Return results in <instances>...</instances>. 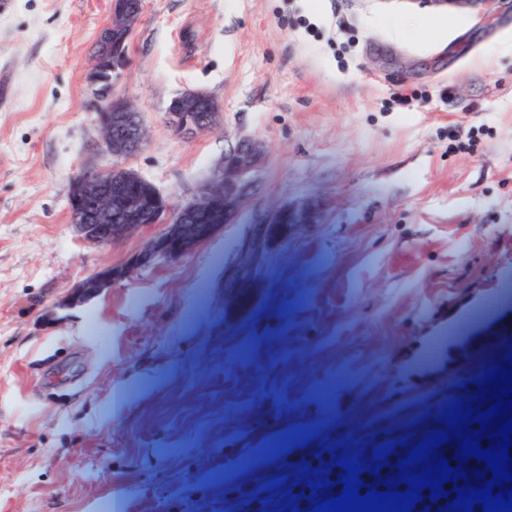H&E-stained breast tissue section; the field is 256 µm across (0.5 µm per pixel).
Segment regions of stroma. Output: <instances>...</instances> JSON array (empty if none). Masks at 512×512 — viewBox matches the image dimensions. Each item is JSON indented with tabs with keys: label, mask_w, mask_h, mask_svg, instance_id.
Segmentation results:
<instances>
[{
	"label": "stroma",
	"mask_w": 512,
	"mask_h": 512,
	"mask_svg": "<svg viewBox=\"0 0 512 512\" xmlns=\"http://www.w3.org/2000/svg\"><path fill=\"white\" fill-rule=\"evenodd\" d=\"M111 17L0 0V512H224L249 489L288 512L314 457L403 460L447 430L512 354V0H143L114 88L146 130L129 157L88 74ZM192 91L220 122L187 139L165 112ZM244 135L256 190L182 259L131 267L163 224L76 235L82 166L175 207ZM112 267H106L99 270L92 277L82 283L80 288L72 291L61 304L63 308H74L84 304L89 298L98 294L103 289L112 285L114 280Z\"/></svg>",
	"instance_id": "35a3bbf8"
}]
</instances>
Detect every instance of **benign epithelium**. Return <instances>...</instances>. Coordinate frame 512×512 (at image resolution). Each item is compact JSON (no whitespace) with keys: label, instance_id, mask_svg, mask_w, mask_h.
Listing matches in <instances>:
<instances>
[{"label":"benign epithelium","instance_id":"benign-epithelium-1","mask_svg":"<svg viewBox=\"0 0 512 512\" xmlns=\"http://www.w3.org/2000/svg\"><path fill=\"white\" fill-rule=\"evenodd\" d=\"M141 10L142 0H113L112 20L100 38H107L114 29L131 30ZM126 60L127 49L122 46L112 50L110 57L95 55L90 61V78L98 87V96L106 103L99 124L108 148L114 154L129 155L143 146L145 134L138 114L113 93ZM219 117L217 102L204 92L174 98L165 113L168 126L183 138L213 129ZM261 159L257 144L249 138L241 139L224 154L216 182L202 184L196 197L176 208L170 207L150 182L131 169L114 167L110 179L100 170H84L74 178L71 192L75 227L89 241L112 245L138 228L167 223L171 225L170 231L157 239L149 258L179 259L208 237L190 223L205 203L211 202L224 211V223L236 221L242 205L252 194ZM112 280V268L99 270L72 291L61 307L84 304L110 287Z\"/></svg>","mask_w":512,"mask_h":512}]
</instances>
